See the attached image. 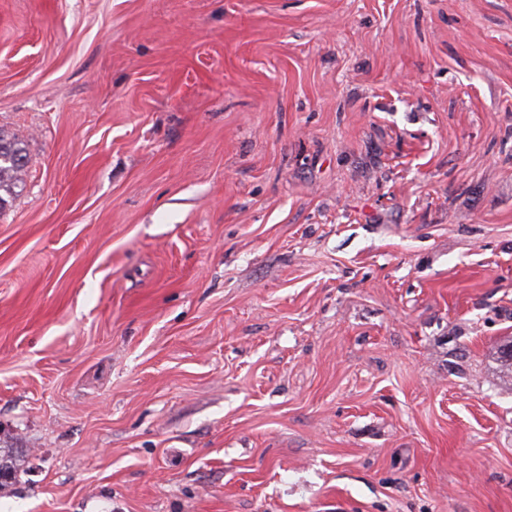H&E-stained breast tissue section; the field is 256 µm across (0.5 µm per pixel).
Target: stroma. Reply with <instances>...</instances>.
<instances>
[{"instance_id": "obj_1", "label": "stroma", "mask_w": 512, "mask_h": 512, "mask_svg": "<svg viewBox=\"0 0 512 512\" xmlns=\"http://www.w3.org/2000/svg\"><path fill=\"white\" fill-rule=\"evenodd\" d=\"M0 512H512V0H0ZM26 169V146L24 142L13 135L0 130V207L5 200L3 192L8 197H16L24 186ZM20 189V190H17Z\"/></svg>"}]
</instances>
